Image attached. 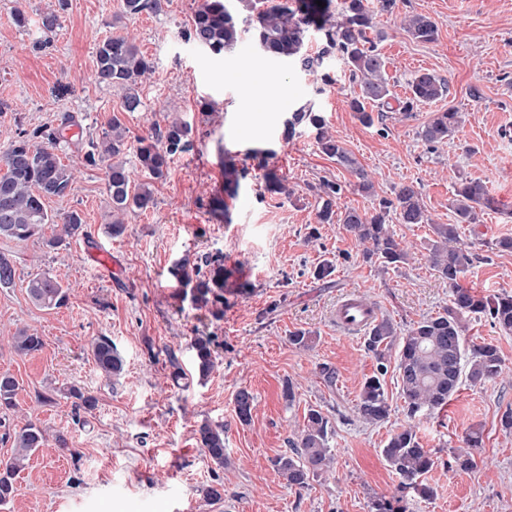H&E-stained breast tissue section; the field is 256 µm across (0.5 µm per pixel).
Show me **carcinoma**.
I'll return each mask as SVG.
<instances>
[{
  "instance_id": "cac0c4a2",
  "label": "carcinoma",
  "mask_w": 512,
  "mask_h": 512,
  "mask_svg": "<svg viewBox=\"0 0 512 512\" xmlns=\"http://www.w3.org/2000/svg\"><path fill=\"white\" fill-rule=\"evenodd\" d=\"M332 0H282L269 7L264 0H203L192 16L188 38L214 55L236 45L242 33L239 17H249L255 46L266 59L291 60L307 69L319 67L321 59L301 55L306 33L314 29L323 33L325 51L340 55L359 92L350 101V109L367 125L373 123L367 107H385L393 97L387 78L385 61L369 37L373 30V13L366 0H342L337 11L331 10ZM161 0H123L122 13L136 15L145 9L157 10ZM404 28L422 43L436 40L437 26L431 17L413 14L405 18ZM153 72V63L140 51L129 36L116 34L104 39L96 50V80L107 87L124 91L123 107L127 112H138L143 107L139 94L142 78ZM410 97L398 102L399 111L412 112L420 104L441 99L447 92V83L429 72L416 73L409 82ZM461 112L456 108L435 112L424 122L418 136L435 147L444 144L459 128ZM79 125L74 116L65 118L61 126L50 133L37 129L20 131L0 153L5 172L0 173V239L23 243L42 235L46 225L52 224L58 232L43 239L50 250L65 248L73 239L87 235L80 214L68 211L51 215L44 199L64 198L74 191L73 168L62 162L57 145L64 131ZM307 126L315 130L320 151L347 167L357 178V190L365 195L373 192V183L358 161L330 134L324 118L311 106H302L292 113L283 127L282 136L290 140L297 129ZM191 128L175 120L163 128L153 127L146 136L129 144L127 129L117 117H112L102 139L89 140L84 160L91 166H105L107 190L112 209V222L107 233L118 237L125 232L124 217L128 212L146 211L155 204L153 183L164 178L174 157L190 151ZM134 152L138 169L144 180L135 182L126 155ZM239 182L238 170L232 159L224 160V196H215L209 203L216 216L227 215L225 197L232 195ZM321 190L326 196L318 212V220L332 219L333 202L341 186L326 181ZM456 215L454 224L432 225L435 239L429 249V260L439 277L448 281L451 294L448 307L442 312L422 318L406 333L389 318L377 320L367 331L365 346L376 361V372L365 379L358 402L357 414L368 423L387 420L391 406L381 377L388 371L391 356H396L400 382V396L409 424L392 434L382 454L401 479L400 495L382 496L372 503V512H405L401 505L404 493L412 491L423 499L433 496V488L422 476L435 465L430 449L424 447L415 425L417 418L430 416L442 410L457 391L462 378L474 385L493 381L502 374L503 359L498 347L491 342L468 344L465 331L467 321L487 317L506 335L512 334V294L479 296L460 284L472 265V254L455 245L458 225L475 224L480 212L497 209V201L486 185L477 179L462 178L453 201ZM400 224H427L429 219L421 193L412 184H402L395 197L383 199L369 210L353 207L344 209L342 223L364 245V258L379 261L382 269L405 262L407 253L389 229V216ZM15 267L12 259L0 253V287L14 283ZM170 275L180 287L189 290L196 308L208 306L221 299L224 291V263L222 259L207 258L204 265L188 260L176 263ZM26 291L31 302L43 309H57L66 305L69 288L49 272L37 269L28 274ZM13 349L20 354H32L44 348L42 336L30 328H20L8 337ZM194 352V370L202 380L215 367L212 341L208 336H197L191 343ZM91 354L98 370L106 377L118 376L123 370V359L107 336H99L91 343ZM18 383L8 374H0V409L17 407ZM235 413L242 423L251 419L254 396L246 388L237 391ZM332 427L323 412L313 406L307 409L297 440L291 443L292 452L273 461L280 477L289 486L305 488L310 480L330 471L334 461L328 447ZM197 442L205 456L216 466H224V426L202 422L196 430ZM47 430L30 421L13 434V454L0 468V505L16 495L14 477L25 467L28 454L48 444ZM464 449L453 454L449 468L469 471L478 466L477 450L483 447V431L469 428L463 438Z\"/></svg>"
}]
</instances>
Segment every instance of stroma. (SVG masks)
I'll list each match as a JSON object with an SVG mask.
<instances>
[{"mask_svg":"<svg viewBox=\"0 0 512 512\" xmlns=\"http://www.w3.org/2000/svg\"><path fill=\"white\" fill-rule=\"evenodd\" d=\"M200 3L162 0L161 10L125 18V32L154 66L139 88L143 111L127 112L120 92L94 79L96 47L113 35L122 0H67L48 40L41 19L57 0H0V148L19 130L56 129L65 114L77 116L78 133L58 147L63 162L78 171L75 190L45 206L52 215L79 211L91 240L117 260L116 267L97 268L80 240L58 251L37 239L0 240V251L17 267L14 285L0 288V331L32 325L45 340L42 351L28 355L0 341V373L19 385L16 409L0 411V461L12 454L11 432L30 420L67 439L66 448L51 444L31 454L15 477L16 496L0 512H372L377 497L398 492L400 479L382 449L407 419L393 368L383 382L389 418L369 424L358 416L362 383L376 363L364 335L337 328V299L355 293L403 331L441 312L450 290L429 262L432 227L453 223L462 176L484 182L502 209L461 225L459 241L474 254L461 283L485 296L512 292V251L497 246L512 238L506 215L512 209V0H397L393 15L378 16L372 37L394 97H408V80L419 70L445 79L448 93L408 115L374 109L370 125L351 111L357 87L340 56L323 53L321 33L309 31L303 47L304 54L323 57L316 74L259 60L246 38L216 56L187 38ZM18 9L28 17L26 27L13 21ZM407 13L434 20L435 42H417L400 27ZM324 73L332 84L322 83ZM304 105L323 113L331 134L372 176V195L358 192L356 176L320 152L313 129L283 139L284 122ZM451 106L463 113V124L446 144L428 146L420 126ZM175 116L190 125L193 150L176 156L156 182L154 208L128 213L124 234L109 236L105 169L82 163L80 141L101 136L114 117L133 139ZM266 151L287 192L266 191L259 166ZM228 157L242 175L227 219L219 220L208 202L223 189ZM326 181L342 192L335 219L321 224L316 212ZM404 183L418 188L429 221L391 223L408 257L384 270L364 260L338 214L372 208ZM216 254L226 270L218 318L181 299L168 275L177 261ZM325 260L335 270L316 278ZM35 268L68 284L66 306L47 310L30 301L25 281ZM298 329L312 333V348L289 343ZM201 335L212 337L216 353V367L202 382L190 347ZM466 335L496 344L505 369L483 385L462 381L447 409L420 421L417 434L439 460L425 476L435 495L408 497V512H512V433L500 425L512 409V335L485 318L470 321ZM98 336L110 337L123 358L120 377L96 369L90 344ZM324 364L335 369V385L322 380ZM288 382L291 403L283 396ZM71 385L97 396L93 412L70 399L44 401L48 388ZM242 388L255 396L246 423L234 409ZM312 406L333 425L334 463L331 473L300 489L288 486L272 462L289 451ZM205 421L224 427L225 467L211 463L197 443ZM472 427L484 431L482 462L467 472L448 469ZM219 482L223 499L206 500L204 489Z\"/></svg>","mask_w":512,"mask_h":512,"instance_id":"stroma-1","label":"stroma"}]
</instances>
